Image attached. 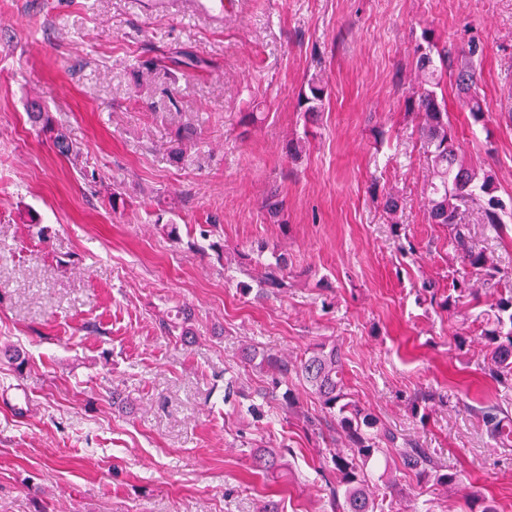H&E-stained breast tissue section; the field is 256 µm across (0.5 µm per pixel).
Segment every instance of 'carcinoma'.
Returning <instances> with one entry per match:
<instances>
[{"mask_svg": "<svg viewBox=\"0 0 512 512\" xmlns=\"http://www.w3.org/2000/svg\"><path fill=\"white\" fill-rule=\"evenodd\" d=\"M423 44L417 47L416 70L421 76L419 89L406 100V108L417 112L419 133L428 163L427 220L448 231V254L459 267L452 271L451 285L443 291L434 282L423 284L424 300L442 310L458 305L477 308L481 305V289L493 290V299L475 318L479 322L480 338L485 348L483 368L493 381L512 387V273L504 270L487 252L474 231L465 221L469 214L477 215V225L497 236L506 229L505 217L512 218V201L496 195V175L491 170L476 169L459 155L458 146L448 123L444 100L438 98L442 72L452 67L447 48H438L434 32L426 30ZM478 44L469 45L467 55L460 59L455 75L458 93L465 96L469 112L477 122L485 113L476 92L475 57ZM327 94L318 78H311L307 88L299 93L298 104L304 115L314 120ZM29 120L40 126L59 155H77L78 147L55 126L52 117L41 110L28 111ZM240 264L261 268L255 282L258 294H277L286 287L288 256H273L264 263L254 257V250L237 252ZM193 313L181 306L175 314L158 319L159 328L169 336H178L184 343L193 342L197 333L192 325ZM244 362L268 375L272 390L285 388L282 401L285 408L294 406L289 385L297 381L314 395L319 414H302L305 430L323 438L322 420L330 417L340 429L341 447L328 449L323 466L332 471L336 482L327 484L331 512H383L378 496L372 490L374 471L383 468V475L392 469L404 471L419 480H430L441 487L456 486L461 476L448 471L417 442L403 438L381 424L366 408L350 398L345 383L341 352L334 344H320L288 358L270 351L247 347ZM490 438L501 448L512 446V417L498 405L480 410ZM253 466L261 472L280 467V454L265 449L253 456Z\"/></svg>", "mask_w": 512, "mask_h": 512, "instance_id": "1", "label": "carcinoma"}]
</instances>
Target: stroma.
<instances>
[{
	"label": "stroma",
	"instance_id": "1",
	"mask_svg": "<svg viewBox=\"0 0 512 512\" xmlns=\"http://www.w3.org/2000/svg\"><path fill=\"white\" fill-rule=\"evenodd\" d=\"M244 3L214 23L191 0L148 16L134 0H0V349L28 360L20 376L0 358V512H33L32 484L47 512H328L325 447L297 417L316 400L298 386L295 409L278 408L241 360L248 345L292 357L322 342L340 348L352 399L463 476L447 490L395 472L393 512H463L472 492L512 512V447L479 414L512 408V390L481 372L467 308L419 299L425 281L447 286L448 243L426 218L405 110L424 30L456 53L478 40L484 121L451 72L437 94L468 163L512 198V0ZM313 77L327 98L309 124L298 95ZM32 99L78 161L29 122ZM113 188L128 200L115 212ZM171 222L181 244L161 230ZM258 244L288 255L268 298L241 288L237 252ZM182 304L200 331L190 346L158 328ZM425 391L444 402L412 411ZM258 440L283 467L254 469Z\"/></svg>",
	"mask_w": 512,
	"mask_h": 512
}]
</instances>
